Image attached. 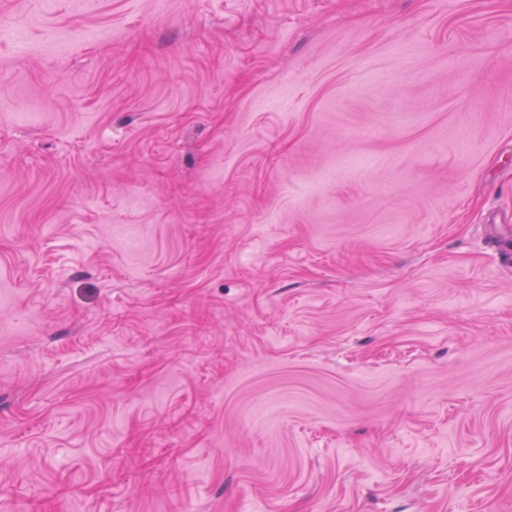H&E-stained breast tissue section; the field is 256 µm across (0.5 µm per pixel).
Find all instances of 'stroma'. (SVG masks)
Returning a JSON list of instances; mask_svg holds the SVG:
<instances>
[{
	"instance_id": "1",
	"label": "stroma",
	"mask_w": 512,
	"mask_h": 512,
	"mask_svg": "<svg viewBox=\"0 0 512 512\" xmlns=\"http://www.w3.org/2000/svg\"><path fill=\"white\" fill-rule=\"evenodd\" d=\"M0 27V512H512V0Z\"/></svg>"
}]
</instances>
